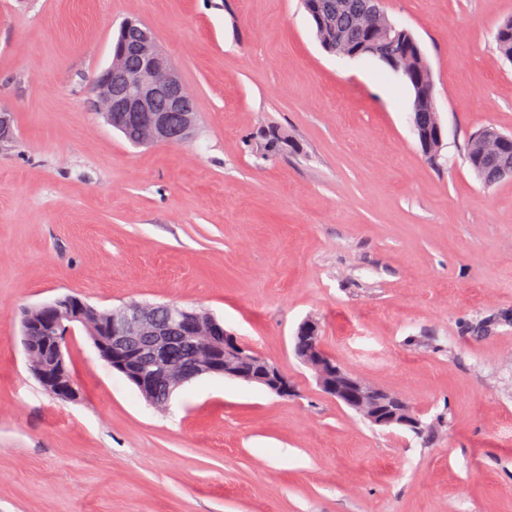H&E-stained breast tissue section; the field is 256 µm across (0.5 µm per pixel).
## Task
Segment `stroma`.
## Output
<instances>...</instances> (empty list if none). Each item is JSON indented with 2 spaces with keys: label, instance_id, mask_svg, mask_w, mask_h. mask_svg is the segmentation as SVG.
<instances>
[{
  "label": "stroma",
  "instance_id": "35a3bbf8",
  "mask_svg": "<svg viewBox=\"0 0 512 512\" xmlns=\"http://www.w3.org/2000/svg\"><path fill=\"white\" fill-rule=\"evenodd\" d=\"M384 9L430 64L433 162L406 79L326 52L302 0H0V512H512V178L466 159L512 133V0ZM130 18L196 97L182 144L131 146L89 93ZM66 294L204 310L298 393L202 376L160 410L79 327L61 401L21 317ZM308 318L433 437L322 393L293 351ZM413 110L412 120L414 129L432 126L434 124H439L441 126L437 109H434L432 106L421 103L417 104V106L413 104ZM439 125L436 126L435 133L433 135L429 131L419 133L418 135L426 154L441 142L442 138ZM484 128V127H483ZM476 131L470 137L468 146V161L478 178L482 183L491 187L497 184L504 177L502 172H507V176L512 172V140H509L507 134L502 133L495 127H485ZM481 132V138L479 132ZM489 149L494 148L509 140L505 146L499 147L492 155L487 156L483 151V143Z\"/></svg>",
  "mask_w": 512,
  "mask_h": 512
}]
</instances>
